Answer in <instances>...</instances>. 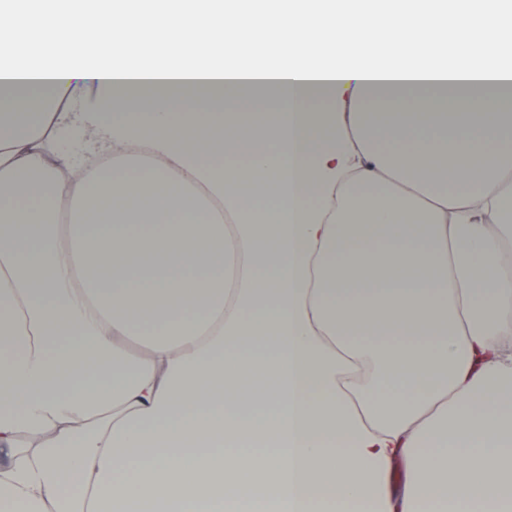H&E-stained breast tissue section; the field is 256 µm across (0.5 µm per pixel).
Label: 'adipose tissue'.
I'll return each mask as SVG.
<instances>
[{
    "label": "adipose tissue",
    "instance_id": "adipose-tissue-1",
    "mask_svg": "<svg viewBox=\"0 0 512 512\" xmlns=\"http://www.w3.org/2000/svg\"><path fill=\"white\" fill-rule=\"evenodd\" d=\"M169 8L0 4V503L512 512V0Z\"/></svg>",
    "mask_w": 512,
    "mask_h": 512
}]
</instances>
